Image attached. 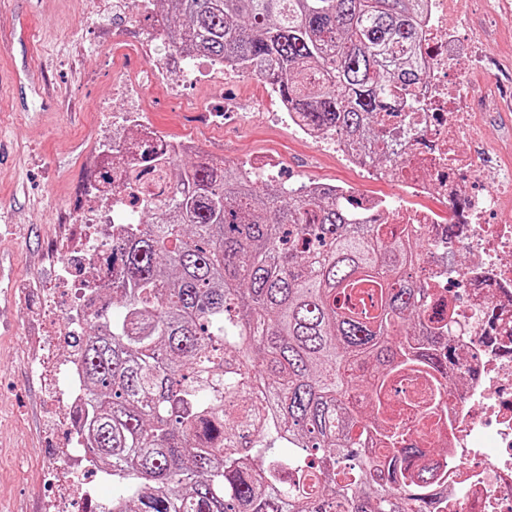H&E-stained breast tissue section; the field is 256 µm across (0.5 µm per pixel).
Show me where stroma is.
<instances>
[{
	"label": "stroma",
	"mask_w": 512,
	"mask_h": 512,
	"mask_svg": "<svg viewBox=\"0 0 512 512\" xmlns=\"http://www.w3.org/2000/svg\"><path fill=\"white\" fill-rule=\"evenodd\" d=\"M113 0H0V512H43L54 489L45 471L62 464L66 434L56 407L54 370L73 352L64 337L75 301L62 261L90 274L75 243V216L92 193L95 155L126 112L172 142L194 141L192 161L239 165L268 155L281 179L343 186L415 208L431 198L378 182L336 152L318 147L277 119L269 86L238 74L223 82L169 78L130 98L117 84L136 82L151 59L148 21L113 14ZM470 28L490 33L489 51L503 66L484 70L498 100L470 101L497 140L512 141V15L475 11ZM209 112L200 120L198 110Z\"/></svg>",
	"instance_id": "35a3bbf8"
}]
</instances>
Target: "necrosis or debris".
Here are the masks:
<instances>
[{"label": "necrosis or debris", "mask_w": 512, "mask_h": 512, "mask_svg": "<svg viewBox=\"0 0 512 512\" xmlns=\"http://www.w3.org/2000/svg\"><path fill=\"white\" fill-rule=\"evenodd\" d=\"M421 3L418 58L424 77L410 90L418 106L391 142L384 164L369 163L334 135H325L323 143L372 178L397 181L411 195H433L442 202L439 212L357 197L360 213L374 223L422 225L430 248L421 279L447 300L448 317L458 327L449 338L452 383L438 417L421 422L407 409L405 401L416 390L410 380L391 392L394 415L419 447L444 448L437 462L446 472L448 512H512V224L499 219L506 203H512V168L480 165L460 147L463 139L486 136L463 102L473 94L489 96L473 72L497 59L487 53L482 37H475L473 54L459 46L469 0ZM452 15L458 21L454 27L448 24ZM123 178L114 172L99 202L77 218L85 226L78 247L86 257H97L117 225L134 220L130 208L112 203L114 195H129ZM450 223L458 227L456 236L446 233ZM453 281L464 284V300L449 291ZM59 375L55 403L70 418L71 436L59 454L63 466L78 477L86 458L74 423L84 403L82 365L74 358L61 362Z\"/></svg>", "instance_id": "necrosis-or-debris-1"}]
</instances>
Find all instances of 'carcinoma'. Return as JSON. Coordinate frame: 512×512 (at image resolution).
Listing matches in <instances>:
<instances>
[{
  "label": "carcinoma",
  "instance_id": "cac0c4a2",
  "mask_svg": "<svg viewBox=\"0 0 512 512\" xmlns=\"http://www.w3.org/2000/svg\"><path fill=\"white\" fill-rule=\"evenodd\" d=\"M166 52L235 66L375 162L376 116L416 108L418 0H163ZM140 222L98 271L112 300L78 338L82 434L126 495L112 512H439L444 474L388 414L448 395V316L413 276L422 227L359 222L328 190L210 160L125 163ZM252 440L245 445L240 432ZM378 444L389 450L368 457ZM288 452H283V449Z\"/></svg>",
  "mask_w": 512,
  "mask_h": 512
}]
</instances>
